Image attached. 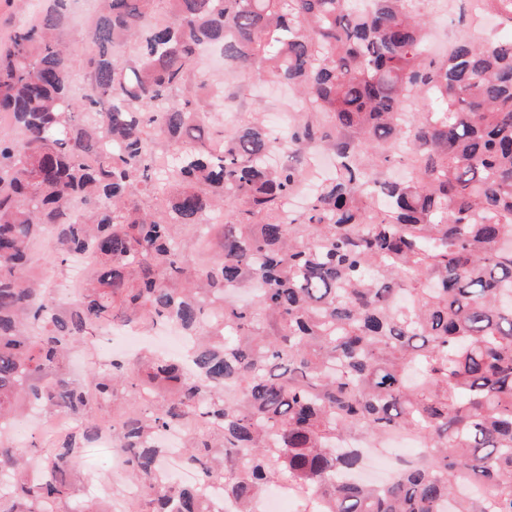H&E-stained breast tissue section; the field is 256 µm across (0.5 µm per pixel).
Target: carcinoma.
I'll list each match as a JSON object with an SVG mask.
<instances>
[{
	"label": "carcinoma",
	"instance_id": "cac0c4a2",
	"mask_svg": "<svg viewBox=\"0 0 512 512\" xmlns=\"http://www.w3.org/2000/svg\"><path fill=\"white\" fill-rule=\"evenodd\" d=\"M98 2L80 41L63 39L69 0H46L0 46V421L26 404L81 420L48 445L0 441V512H101L74 480L105 407L141 512H209L162 479L152 438L173 427L234 512L282 480L316 512H512V39L463 36L431 65L420 0ZM477 9L512 24V0ZM215 45L302 98L287 141L243 120L210 148L201 114L223 103L195 65ZM314 147L333 173L291 213ZM368 184L388 205L375 224ZM215 213L219 252L192 265ZM50 226L59 264L98 257L100 287L73 302L28 272ZM117 321L185 328L192 370L112 362L87 393L70 353ZM402 428L424 459L355 482L349 443Z\"/></svg>",
	"mask_w": 512,
	"mask_h": 512
}]
</instances>
